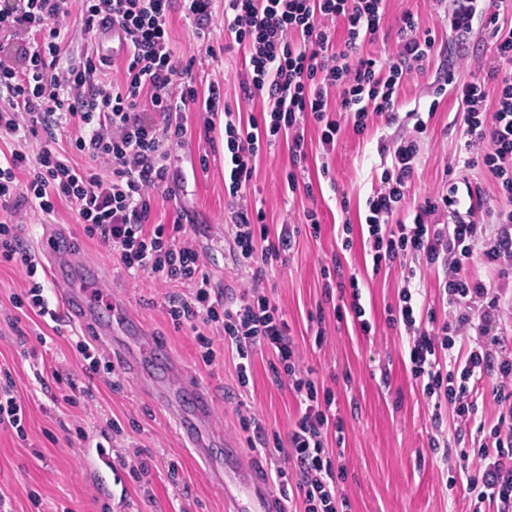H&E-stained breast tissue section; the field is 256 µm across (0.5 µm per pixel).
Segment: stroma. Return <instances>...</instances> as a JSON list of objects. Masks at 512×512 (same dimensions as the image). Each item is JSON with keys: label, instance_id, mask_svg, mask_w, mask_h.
<instances>
[{"label": "stroma", "instance_id": "obj_1", "mask_svg": "<svg viewBox=\"0 0 512 512\" xmlns=\"http://www.w3.org/2000/svg\"><path fill=\"white\" fill-rule=\"evenodd\" d=\"M407 9L418 16L422 28L431 30L436 52L401 88L398 121L390 124L384 117L370 116L362 134L354 131L352 123H343L326 179L319 173L320 131L306 124L308 158L303 167H291L288 140L280 138L257 158L247 201L264 209L270 229L283 224L302 227L287 263L267 268L263 285L288 318L300 366L313 369L320 384L335 395L343 429L329 431L326 446L344 450L340 463L345 477L339 490L348 498L350 512H468L461 486L447 488L446 478L461 476L460 451L473 447L477 432L468 429L464 439H457V423L446 410L440 431L447 436L448 447H432L433 402L404 364L407 335L386 324L387 308L398 300L405 271L397 263L373 269L361 233H353L351 248L342 246L343 224L359 225L367 212V198L380 186L386 166L382 145L401 133L418 135L420 141L421 159L410 203L463 180L479 187L483 201L496 197L494 186L479 169L458 163L464 137L457 103L452 94L434 93L448 76L470 79L477 63L489 57L490 37L481 32L469 46L458 47L448 39L445 8L435 0H387L380 35L364 43V53L389 62L396 53L399 18ZM212 15L210 36L199 41L190 20L182 11H174L171 50L181 61H193L192 78L199 97H207L209 85H219L228 103L248 115L250 105L236 98L247 58L243 49L225 44L224 0H213ZM413 109L426 116L424 134H416L413 120L406 117ZM206 118L200 110L189 112L186 140L171 150L170 168L179 181L177 195L172 200L156 196L150 221L169 224L182 217L213 287L231 296L244 289L250 274L236 262L222 231L230 221L233 202L224 194L223 140L219 130H206ZM292 171L298 179L312 183V196L289 192L287 175ZM309 209L316 211L321 225L316 236L303 228ZM15 222L31 251L41 252L44 240L58 237L69 242L76 258L102 268L128 306L127 315L112 324L113 341L134 344L143 332L165 346L192 378L212 390V423L221 437L210 442L203 458L187 448L177 415L158 401L149 382L154 369H147L143 380L122 370L113 375L103 370L83 373L74 337H85L91 346L102 349L104 360H112L111 350L104 348L92 328L79 322L67 318L56 326L15 307L12 300L26 294L29 279L22 268L0 264V383L12 380L17 398L27 409L24 435L0 429V495L12 512H225L224 491L208 479L207 462L223 463L235 447L246 466L264 473L270 470L268 461L249 447L242 411L255 413L265 422L271 446L287 443L298 418L294 395L274 380L273 356L255 353L250 383L240 387L223 335L205 328V336L221 357L204 366L195 331L187 324L174 326L167 315L164 287L129 277L107 249L85 235L68 203L58 204L50 216L21 212ZM352 272L359 277L361 303L371 323L367 332L353 317L336 319L337 300L324 292L325 276L336 279ZM320 313L325 316V335L319 345L311 319ZM40 332L50 335V342L40 344L36 339ZM19 333L28 338L25 346L16 343ZM56 370L73 373L78 387L75 403L55 401L41 392L39 377H51ZM112 420L117 421V429H109ZM82 431L108 435L113 472L106 481L112 487L111 496L99 493L84 478L82 449L74 444ZM139 448L147 449L153 461L148 474L137 477L124 462Z\"/></svg>", "mask_w": 512, "mask_h": 512}]
</instances>
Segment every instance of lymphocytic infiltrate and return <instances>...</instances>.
<instances>
[{"instance_id": "f902f5d3", "label": "lymphocytic infiltrate", "mask_w": 512, "mask_h": 512, "mask_svg": "<svg viewBox=\"0 0 512 512\" xmlns=\"http://www.w3.org/2000/svg\"><path fill=\"white\" fill-rule=\"evenodd\" d=\"M177 8L192 19L195 38L206 39L212 0H0V33L8 37L0 43V94L7 101L0 107V133L38 144L36 153L20 148L0 157V262L31 277L27 308L57 319L35 279L39 260L23 247L11 218L27 208L50 215L58 203H70L88 238L109 248L132 277L185 286V293L166 296L168 316L177 326H221L240 385L249 382L255 352L276 359L275 380L288 384L299 405L287 447L260 450L279 459L273 469L279 512L297 500L304 512H348L338 488L343 468L324 447L328 429L343 426L335 397L319 389L312 370L300 367L287 318L260 289L266 266L285 261L300 229L284 224L269 233L263 210L242 200L256 158L281 136L290 140L292 166L305 162L306 122L321 130L320 172L326 176L342 119L352 118L359 133L367 128L369 112L395 120L398 93L432 56L435 39L421 29L417 15L404 11L398 52L385 64L362 50L379 34L385 0H224V27L248 54L238 96L263 103L259 114L242 120L220 112L219 86L199 99L188 80L189 66L174 58L169 19ZM75 12L87 40L98 23L121 26L128 51L122 84L105 79L93 52L71 53L61 22ZM447 13L450 35L460 45L480 23L492 27L490 62L454 90L465 163L484 168L500 201L463 206L453 182L408 207L419 161L417 136L427 129L414 109L408 116L416 134L396 139L381 186L366 200L365 224L374 268L410 258L439 276L447 318L424 314L408 286L386 317L390 326L404 328L410 372L426 396L451 406L457 421L474 423L479 387L489 373L497 374L501 410L495 421L476 423L483 441L474 451L475 468L465 474V492L471 512H512V357L500 355L498 337L487 334L490 322L512 310V297L495 286L512 274V26L501 24L499 0H448ZM336 20L346 31L340 46L330 28ZM199 103L224 116L230 165L224 189L239 202L224 234L241 265L252 271L245 289L224 299L212 298L202 257L185 240V224L149 221L154 193L176 194L170 148L184 143L187 114ZM74 119L79 132L61 148L56 131ZM70 150L87 156L90 166L73 165L66 156ZM22 172L27 180H19ZM476 261L484 278L471 272ZM473 334L478 340L471 345L467 338Z\"/></svg>"}]
</instances>
